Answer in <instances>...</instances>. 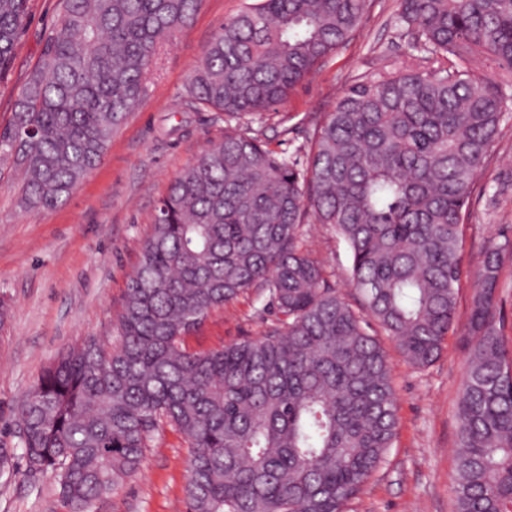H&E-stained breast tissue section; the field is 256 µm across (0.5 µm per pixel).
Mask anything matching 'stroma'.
Instances as JSON below:
<instances>
[{
	"label": "stroma",
	"instance_id": "stroma-1",
	"mask_svg": "<svg viewBox=\"0 0 512 512\" xmlns=\"http://www.w3.org/2000/svg\"><path fill=\"white\" fill-rule=\"evenodd\" d=\"M247 0H199L192 24L164 44L139 102L114 132L102 163L53 210L20 202L22 169L0 163V448L13 449L0 473V512H68L48 474H32L16 448L17 412L34 382L59 352L94 338L116 342L126 285L149 235L157 200L170 182L224 138L225 116L197 106L186 87L225 19ZM63 10L61 0H29V18L7 79L0 81V129L8 125L18 90L39 63ZM400 0H374L364 25L328 57L286 103L263 117L241 120L243 132L295 153L358 77L372 78L417 63L400 29ZM509 117L476 178L462 226L458 323L466 325L479 254L512 239V85L504 86ZM307 248L337 291L353 299L351 258L325 224L303 227ZM273 319L246 295L210 313L185 339L192 352L262 335ZM398 396V427L383 465L368 479L352 512H452L457 441L456 407L466 355L455 337L428 368L410 366L388 337ZM189 444L164 426L142 468L91 512H184Z\"/></svg>",
	"mask_w": 512,
	"mask_h": 512
}]
</instances>
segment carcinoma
I'll list each match as a JSON object with an SVG mask.
<instances>
[{
  "label": "carcinoma",
  "instance_id": "cac0c4a2",
  "mask_svg": "<svg viewBox=\"0 0 512 512\" xmlns=\"http://www.w3.org/2000/svg\"><path fill=\"white\" fill-rule=\"evenodd\" d=\"M29 0H0V79ZM371 0H257L224 20L187 94L228 120L260 116L361 27ZM198 0H63L20 89L0 161L22 202L52 209L104 159L160 47ZM430 66L358 80L304 156L225 127L157 202L127 283L115 346L63 351L19 407L26 469L49 473L69 512L137 473L163 424L189 442L187 512H347L393 447L398 398L377 324L416 369L457 326L462 224L505 120L512 0H401ZM312 214L347 244L357 298L305 247ZM482 253L457 404L454 512H512V337L497 319L501 258ZM255 289L278 322L192 353L185 336Z\"/></svg>",
  "mask_w": 512,
  "mask_h": 512
}]
</instances>
